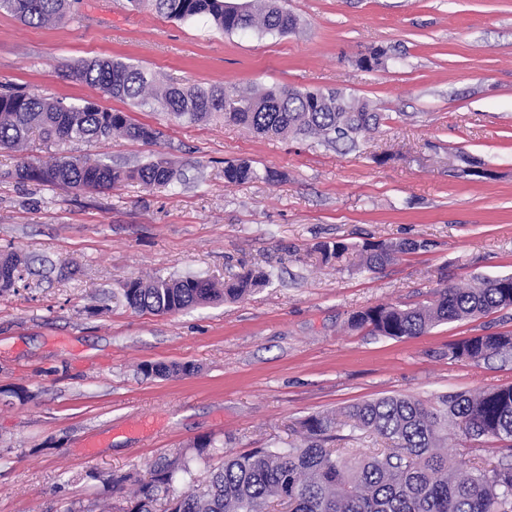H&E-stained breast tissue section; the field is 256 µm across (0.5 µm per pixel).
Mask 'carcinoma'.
Listing matches in <instances>:
<instances>
[{
  "label": "carcinoma",
  "instance_id": "1",
  "mask_svg": "<svg viewBox=\"0 0 512 512\" xmlns=\"http://www.w3.org/2000/svg\"><path fill=\"white\" fill-rule=\"evenodd\" d=\"M168 18L208 19L232 33L259 28L287 33L296 17L277 0H251L239 5L228 0H130ZM0 9L29 24L62 23L72 17L71 0H0ZM67 76L84 82L110 98L142 105L154 100L157 108L189 123L222 119L258 134L314 138L319 143L354 144L363 133L379 127L381 115L364 101L339 90H302L274 86L239 93L223 86L189 88L160 86L141 66L108 59L79 60L67 66ZM37 133L47 142H97L122 136L152 143L156 132L123 112L95 103L68 104L61 99L28 92H0V147L18 150ZM11 176L37 180L62 189H110L129 180L149 187H165L179 176L159 157L123 170L102 160L64 157L46 167L23 162ZM277 174L261 171L248 161L224 167V179L242 184L272 182ZM415 242L368 245L358 253L357 267L375 272L398 255L415 250ZM324 264L340 263L349 247L323 242L315 247ZM25 258L18 252L0 254V279L22 277ZM272 284V273H247L219 285L198 277L130 280L123 286L126 305L138 312L169 314L199 305L240 299ZM512 306V274L483 278L475 286L444 284L432 301L415 306L379 304L355 312L349 325L395 338L416 337L447 322L472 319ZM512 352V334L474 336L448 347V357L486 360ZM146 375L189 374V364L147 363ZM344 424L371 432L391 447L367 455L335 456L324 447L338 425L336 415H312L301 422L300 448H253L224 459L206 470L195 485L196 467L218 453L212 441L159 458L151 482L139 484L131 474L97 479L112 489V512H153L158 496L165 512H266L269 503L288 504V512H512V464L492 469L466 468L448 460L443 442L462 434L471 441L492 438L512 450V385L479 394L449 393L428 405L409 396H387L351 404L343 409Z\"/></svg>",
  "mask_w": 512,
  "mask_h": 512
}]
</instances>
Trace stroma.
Here are the masks:
<instances>
[{
	"mask_svg": "<svg viewBox=\"0 0 512 512\" xmlns=\"http://www.w3.org/2000/svg\"><path fill=\"white\" fill-rule=\"evenodd\" d=\"M287 34L226 33L129 0H73L70 21L29 25L0 10V86L127 113L153 143L121 138L0 149V253L30 271L0 292V512H100L99 473L150 481L155 461L202 439L224 458L300 442L302 419L409 395L436 402L512 384V354L453 360L450 345L512 332V306L417 337L351 330L381 303L428 301L443 283L512 274V0H283ZM384 67L359 65L372 49ZM137 64L158 82L241 91L341 89L379 128L356 147L261 137L175 120L67 78L82 59ZM466 151L491 170L459 178ZM65 156L136 167L162 156L166 188L126 182L61 190L11 173ZM275 171L225 182L226 162ZM416 242L378 272L320 264L313 248ZM270 271L239 301L155 315L127 307L124 282ZM146 363L193 365L161 378ZM449 458L491 468L505 450L449 436Z\"/></svg>",
	"mask_w": 512,
	"mask_h": 512,
	"instance_id": "35a3bbf8",
	"label": "stroma"
}]
</instances>
